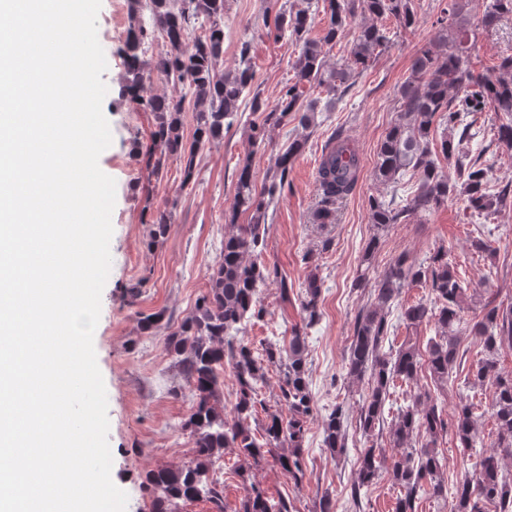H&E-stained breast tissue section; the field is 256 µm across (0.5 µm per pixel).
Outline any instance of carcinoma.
Returning a JSON list of instances; mask_svg holds the SVG:
<instances>
[{
  "label": "carcinoma",
  "instance_id": "cac0c4a2",
  "mask_svg": "<svg viewBox=\"0 0 512 512\" xmlns=\"http://www.w3.org/2000/svg\"><path fill=\"white\" fill-rule=\"evenodd\" d=\"M225 0H130L132 18L149 13V23L139 22L129 29L121 52L124 57L123 96L130 104L154 115L151 132V173L172 160L180 164L182 184L195 175V160L203 147L224 137L238 119L239 101L251 90L255 77L248 55L242 47L238 67L229 72L218 69L224 56ZM323 7L327 18L320 39L307 37L315 19L312 8ZM372 18L359 31L348 58L332 70L325 68L327 46H335L346 32L348 19L356 12ZM512 15V0H484L481 28L492 30ZM265 18L273 19L268 34L278 40L290 37L298 46L292 62L293 78L273 104L253 96V111L260 121L252 124V139L259 147L272 143L271 132L286 119L293 118L304 128L315 126L312 104H304L309 93L320 90L334 97L338 84L345 83L358 69H366L387 46V30L379 21L393 18L404 27L415 24L413 0H306L295 11L267 0ZM438 22L445 33L420 48L413 59L411 73L399 89L400 115L377 149L375 179L395 184L406 173L415 178L414 190L405 203L395 199H371L369 219L382 228L406 224L420 213L435 211L459 193L466 198V209L476 217H487L512 207V183L493 184L490 168L480 158L468 159L459 143L472 138L481 112L498 116L497 142L512 150V55L500 57L491 76L476 75L470 68L469 43L476 31L462 19L457 0H448ZM204 30L201 35L197 29ZM161 36L168 51L159 58L155 70L147 69L145 45ZM188 86L196 109L192 139L184 138L182 114L184 100L160 97L150 92L152 72ZM459 132L454 139L453 132ZM306 140L295 139L273 156L262 183L256 179L250 162L237 171L236 212L247 216L244 224L231 225L224 236L219 257L208 266V288L199 296L192 314L171 327L163 310L140 318L141 330L152 335L168 330L166 351L195 402L181 430L194 448L189 464L148 471L144 480L152 493V512H175L180 501L205 498L214 512H294L284 496L266 493L250 476L241 474L243 494L235 506L224 499V485L207 476L213 459L230 449L258 465L270 456L294 484L306 473L303 446L307 421L314 410L307 366L306 337L295 330L288 346L270 342L254 344L244 339L247 326L261 321L267 309L259 288L268 282L280 285L281 298L288 301V282L278 265L262 259L269 229L270 208L276 206L288 172L302 153ZM454 160L453 173L436 162V156ZM361 160L341 131L325 144L317 171L321 199L311 214L314 224H333L338 205L356 189ZM171 213L159 210L153 217L150 241L163 237ZM412 284L429 288L426 302L402 307L400 318L411 327L434 323L436 335L425 348L404 341L395 354L381 351L392 324L388 313L402 289ZM322 277L313 272L300 299L302 321L311 327L321 319L319 302ZM468 283L448 260V248L441 246L429 262L416 264L400 255L378 275L371 285V302L356 316L347 356V375L360 381L370 377L367 392L359 395L356 428L371 437L385 422H390V445L386 456L381 448L369 446L358 457L352 498L360 490L377 483L382 473L403 490L394 512H415V499L421 493L443 503L449 512H512V479L502 469L499 452L512 454V372L499 367V357L512 350V304L485 300L478 319L465 321L461 313L468 305ZM471 336L484 356L472 368V384L492 390L490 417L497 431L495 450L479 461L474 478L464 480L448 492L443 457L438 441L448 433V419L440 397L429 392L413 393L396 406L390 403L391 390L399 382H411L425 371L440 387L448 385L461 365L460 337ZM279 372L278 403L287 411L269 412L263 424L256 423L257 407L263 405L261 391L269 369ZM235 382L234 420L224 421L216 402L224 386V373ZM485 410L479 401L462 405L453 425L459 447L473 450L483 445L480 426ZM349 414L338 404L322 420V447L331 459L341 460L347 453Z\"/></svg>",
  "mask_w": 512,
  "mask_h": 512
}]
</instances>
